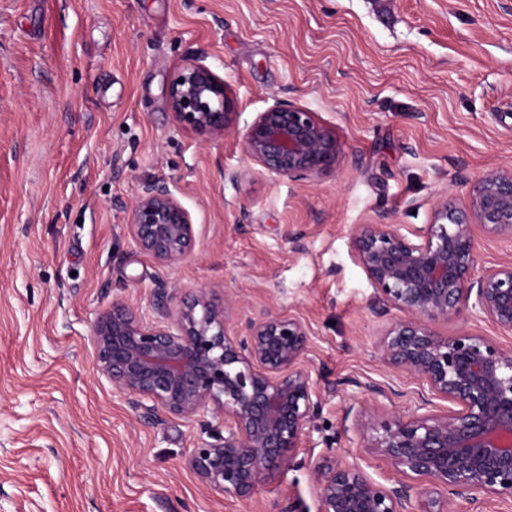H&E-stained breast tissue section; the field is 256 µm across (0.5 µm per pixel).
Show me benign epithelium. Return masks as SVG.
<instances>
[{"label":"benign epithelium","mask_w":512,"mask_h":512,"mask_svg":"<svg viewBox=\"0 0 512 512\" xmlns=\"http://www.w3.org/2000/svg\"><path fill=\"white\" fill-rule=\"evenodd\" d=\"M175 123L209 142L239 138L247 167L277 178L314 182L336 169L343 146L336 129L279 98L240 124L227 84L198 60L185 62L167 90ZM178 187L142 183L120 208L138 249L162 271L191 254L196 231ZM512 248V168L479 176L468 206L443 195L431 221L412 231L383 215L350 232L352 255L375 297L371 312L404 313L386 332L383 363L422 381L409 418L383 416L375 402L352 398L347 412L366 439L364 453L399 475L385 485L356 462L311 458L318 512H456L459 499L512 503V347L468 331L442 334L449 316L486 319L512 333V255L474 277L478 237ZM164 280L154 316L114 302L91 327L94 367L147 419L224 421V442L194 451L189 464L205 486L235 498L257 495L291 466L323 410L307 364L310 331L294 316L264 309L229 325L237 296L203 284L172 303ZM450 406L434 410V400Z\"/></svg>","instance_id":"1"}]
</instances>
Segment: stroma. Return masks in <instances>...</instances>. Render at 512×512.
Listing matches in <instances>:
<instances>
[{"mask_svg":"<svg viewBox=\"0 0 512 512\" xmlns=\"http://www.w3.org/2000/svg\"><path fill=\"white\" fill-rule=\"evenodd\" d=\"M202 61L241 121L273 98L336 129L343 158L315 183L244 165L236 138L183 130L166 91ZM512 166V0H0V512H317L310 447L394 479L347 414V380L394 387L381 414H412L421 383L391 371L350 231L378 215L412 228L440 195L467 202ZM145 179L180 190L196 246L160 272L118 205ZM236 292L238 321L303 320L324 398L310 447L249 500L188 465L224 423L143 418L97 374L95 317L148 310L157 280Z\"/></svg>","mask_w":512,"mask_h":512,"instance_id":"35a3bbf8","label":"stroma"}]
</instances>
